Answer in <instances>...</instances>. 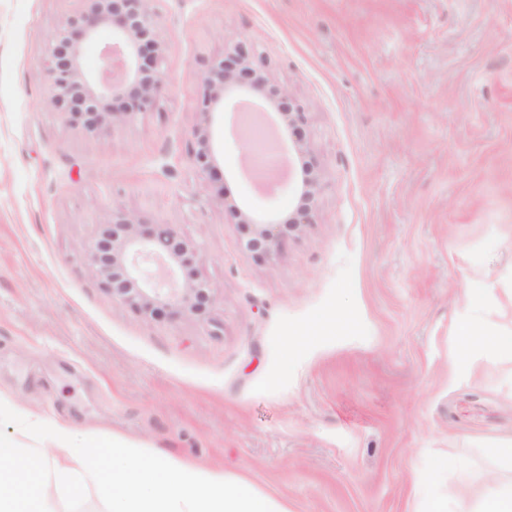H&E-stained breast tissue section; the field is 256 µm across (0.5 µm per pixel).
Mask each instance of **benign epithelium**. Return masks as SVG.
<instances>
[{"instance_id": "7a95c632", "label": "benign epithelium", "mask_w": 512, "mask_h": 512, "mask_svg": "<svg viewBox=\"0 0 512 512\" xmlns=\"http://www.w3.org/2000/svg\"><path fill=\"white\" fill-rule=\"evenodd\" d=\"M88 10L71 16L47 38L43 69L51 100L67 120H82L90 132L107 127L117 113L135 114L155 109L164 95V51L156 39L153 0H89ZM112 31L97 72L85 71L83 44L98 39L102 29ZM204 104L229 107L250 98L266 102L260 113L273 127L274 138L288 141V130L304 122L301 110H291L285 90L271 86L267 75L251 66V50L239 41L227 57L218 58L202 78ZM129 97L125 109L117 112L108 101ZM200 150L198 167L209 168L208 136L197 132ZM318 179L307 178L296 186L303 204L288 223L280 224L270 213L244 220L249 232L244 249L257 256L276 254L285 231H296L313 223V204ZM96 265L112 299L149 313L159 307L173 314H200L211 305L215 287L185 270L197 257V247L181 238L171 224H143L134 216L120 214L106 222V228L91 248Z\"/></svg>"}]
</instances>
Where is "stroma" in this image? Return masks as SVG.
<instances>
[{
	"instance_id": "1",
	"label": "stroma",
	"mask_w": 512,
	"mask_h": 512,
	"mask_svg": "<svg viewBox=\"0 0 512 512\" xmlns=\"http://www.w3.org/2000/svg\"><path fill=\"white\" fill-rule=\"evenodd\" d=\"M88 0H0V394L20 415L242 474L290 512H417L501 475L512 352L452 372L453 326L512 330V0H156L155 109L64 122L45 38ZM239 40L305 114L315 221L243 247L260 192L201 77ZM215 162L195 164V132ZM115 212L170 224L216 288L200 315L113 301L90 247ZM329 336H301L329 309ZM465 460L464 470L449 461Z\"/></svg>"
}]
</instances>
